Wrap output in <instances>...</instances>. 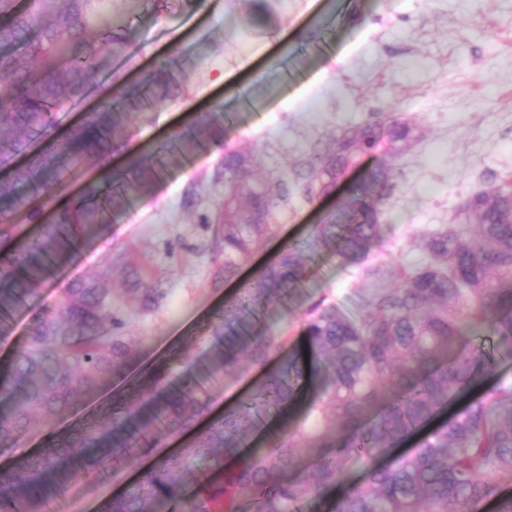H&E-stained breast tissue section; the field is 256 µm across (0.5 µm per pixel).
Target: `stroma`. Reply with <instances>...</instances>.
I'll return each instance as SVG.
<instances>
[{
    "mask_svg": "<svg viewBox=\"0 0 512 512\" xmlns=\"http://www.w3.org/2000/svg\"><path fill=\"white\" fill-rule=\"evenodd\" d=\"M112 12L123 18L125 48L108 57L88 97L61 113L59 132L106 101L114 85H136L170 59L187 91L162 103L152 122L139 124L106 168L87 162L83 181L120 170L137 150L200 126L218 105L231 117L225 140L249 147L265 177L290 174L317 141L366 113L397 112L421 138L396 161L398 177L383 203L392 231L380 258L415 265L421 255L411 244L414 228L450 223L469 196L512 173V0H161L145 9L134 0H112ZM223 158L212 146L182 156L103 231L82 240L15 314L11 335L0 339V361L16 352L36 312L60 306L65 288L97 277L121 290L125 263L137 265L163 294L154 313L127 328L143 341L139 361L54 427L34 425L17 447L0 448V467L129 397L145 369L161 367L176 383L187 379L172 353L207 360L211 322L240 305L284 251L307 244L316 225L341 221L349 185L373 165L368 159L349 171L329 198L309 199L289 188L277 234L217 285L213 227L200 218L215 216L221 206L223 189L212 176ZM83 181L69 184L65 197L78 193ZM359 273V265L326 252L306 265L310 294L344 310L358 303L350 284ZM264 374L257 368L245 379L225 381L211 418L248 400ZM127 489L77 482L47 512H100Z\"/></svg>",
    "mask_w": 512,
    "mask_h": 512,
    "instance_id": "35a3bbf8",
    "label": "stroma"
}]
</instances>
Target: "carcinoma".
<instances>
[{
    "mask_svg": "<svg viewBox=\"0 0 512 512\" xmlns=\"http://www.w3.org/2000/svg\"><path fill=\"white\" fill-rule=\"evenodd\" d=\"M100 0H0V336L14 313L50 272L71 258L78 241L111 221L130 195L149 189L178 155L205 142L224 150L214 176L224 201L215 218L214 272L234 277L277 231L280 178H259L251 151L229 147L224 126L181 132L169 145L127 158L105 182L92 183L55 207L46 204L82 176L81 163L103 166L120 150L116 135L134 134L131 120L149 121L156 106L180 97L181 72L161 63L137 86L118 88L50 145L57 113L82 102L102 60L125 44L121 26L106 22ZM397 115L372 112L316 146L298 163L307 198L329 196L366 156L380 158L367 180L351 190L341 224H321L316 252L334 251L350 264L367 260L383 241L382 204L397 176L394 161L417 141ZM40 226L28 238L16 221ZM417 265L380 262L363 270L374 290L365 308L349 314L321 296L301 322L304 345L288 352L253 397L187 442L178 456L144 471L133 489L102 512H512V380L469 400L411 453L384 467L368 466L362 485L332 500L350 464L371 461L403 442L441 411L482 386L512 361V175L481 189L455 220L419 228ZM130 287L117 301L96 277L64 290L57 310L37 314L16 354L0 372V447L14 446L33 421L51 423L82 404L140 357L127 321L158 308L163 298L139 270L125 268ZM307 288L304 253L290 249L248 289L247 303L211 326L212 377L172 386L161 372L146 376L133 398L115 401L100 426H75L36 453L0 470V512H44L79 480L87 487L121 481L171 437L196 431L225 378H242L280 355L292 325L279 318L270 333L256 330L259 312L285 307ZM313 395L267 445L233 467L251 426Z\"/></svg>",
    "mask_w": 512,
    "mask_h": 512,
    "instance_id": "obj_1",
    "label": "carcinoma"
}]
</instances>
